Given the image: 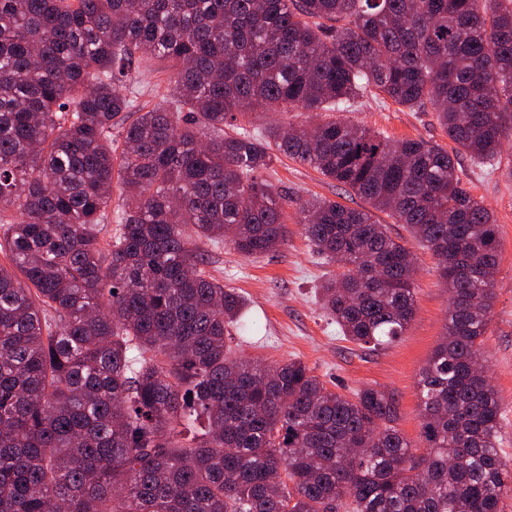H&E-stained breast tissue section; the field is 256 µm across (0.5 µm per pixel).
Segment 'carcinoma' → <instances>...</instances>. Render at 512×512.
I'll use <instances>...</instances> for the list:
<instances>
[{"label": "carcinoma", "instance_id": "carcinoma-1", "mask_svg": "<svg viewBox=\"0 0 512 512\" xmlns=\"http://www.w3.org/2000/svg\"><path fill=\"white\" fill-rule=\"evenodd\" d=\"M153 58L173 74L146 110L132 79ZM373 88L494 161L512 136V0H0V512H501L492 212L437 144L341 118L239 124L347 112ZM274 148L370 205L299 204L340 265L321 295L346 339L387 345L415 315L414 254L373 211L436 260L451 306L420 373L423 455L393 393L233 356L245 301L198 242L285 244L288 198L262 178ZM323 115H324V112H323V114H321L319 116H316L315 114H311L309 112H305L302 115H301V112H287V113L270 114L269 119L265 118V117L257 118V117L249 115L248 117L246 116L244 118H240V121L242 122V124L246 125V127L248 129L256 128L258 130H261L267 126V124H266L267 120L272 121L273 119H276V120H283L286 122L291 121L294 123H296V122H299V123L304 122L305 123V121H306L307 125H312V124L318 123L322 119Z\"/></svg>", "mask_w": 512, "mask_h": 512}]
</instances>
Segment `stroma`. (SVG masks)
<instances>
[{
  "mask_svg": "<svg viewBox=\"0 0 512 512\" xmlns=\"http://www.w3.org/2000/svg\"><path fill=\"white\" fill-rule=\"evenodd\" d=\"M346 118L393 139H423L449 151L455 148L432 109L411 110L375 92L359 99ZM456 171L499 225L501 253L483 351L500 407L498 446L502 456L512 460V141L504 144L491 164L459 155ZM265 178L292 199L283 210L285 244L254 257L224 243L204 248L210 273L248 301L245 318L252 329L232 331L234 355L267 363L300 360L329 389L345 395L367 386L392 392L399 402L400 429L408 439L418 441V379L445 332L449 308V293L431 252L409 237L405 225L377 213L390 235L405 239L417 256L416 312L407 331L393 344L376 351L366 349L345 339L321 305L319 289L335 276L337 267L314 252L302 233L295 206L296 200L322 197L360 209L365 200L285 156Z\"/></svg>",
  "mask_w": 512,
  "mask_h": 512,
  "instance_id": "stroma-1",
  "label": "stroma"
}]
</instances>
